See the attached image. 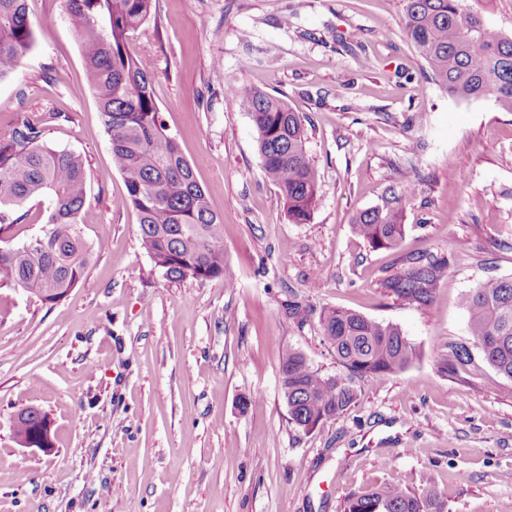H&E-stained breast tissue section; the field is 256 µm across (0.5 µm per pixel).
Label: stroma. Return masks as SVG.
Here are the masks:
<instances>
[{
  "mask_svg": "<svg viewBox=\"0 0 512 512\" xmlns=\"http://www.w3.org/2000/svg\"><path fill=\"white\" fill-rule=\"evenodd\" d=\"M62 3L27 0L36 44L0 82V134L44 122L50 143L83 157L92 259L87 286L54 304L0 288V512H344L350 495L393 484L434 485L448 512H501L512 381L478 353L444 366L447 341L471 339L462 296L512 277V112L448 97L405 39L399 0H155L131 47L152 59L198 183L217 189L235 274L231 288L174 282L118 204L124 179ZM228 79L300 113L320 173L306 223L265 178ZM406 184L402 241L372 249L354 215ZM419 256L446 264L426 305L385 286ZM330 307L397 326L419 357L355 378V403L306 433L279 367L293 348L341 372L319 327ZM28 406L48 415L51 453L13 438Z\"/></svg>",
  "mask_w": 512,
  "mask_h": 512,
  "instance_id": "stroma-1",
  "label": "stroma"
}]
</instances>
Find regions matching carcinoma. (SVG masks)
<instances>
[{
	"instance_id": "carcinoma-1",
	"label": "carcinoma",
	"mask_w": 512,
	"mask_h": 512,
	"mask_svg": "<svg viewBox=\"0 0 512 512\" xmlns=\"http://www.w3.org/2000/svg\"><path fill=\"white\" fill-rule=\"evenodd\" d=\"M64 2L110 139L112 163L124 176L120 204L134 211L142 248L172 281L222 278L233 287L224 257V217L211 209L210 191L198 184L159 115L151 62L130 47L134 32L151 17L153 0ZM400 2L404 35L448 96H491L512 112V35L487 26L480 14L465 10L463 0ZM33 45L26 0H0V81L18 70ZM226 90L252 118L263 173L278 187L288 217L296 224L308 221L320 176L306 153L301 116L268 92L234 83ZM413 194L410 184L390 190L382 205L356 214L354 234L374 249L395 248ZM87 196L81 155L49 146L44 126L18 119L0 135V286L19 287L53 303L85 283L89 247L78 224ZM33 199L44 205L42 233L20 240L28 215L24 206ZM411 263L387 287L401 299L426 304L443 278L444 264L419 258ZM461 305L485 362L512 380V278L469 291ZM320 325L344 373L324 374L293 349L280 364L289 420L304 432L350 408L356 400L353 377L402 372L417 358L416 347L392 324L329 309L321 313ZM446 346L448 372L471 362L464 343ZM12 430L18 441L53 447L46 415L37 407L21 410ZM445 507L443 494L431 485L418 491L389 485L350 497L345 512H445Z\"/></svg>"
}]
</instances>
